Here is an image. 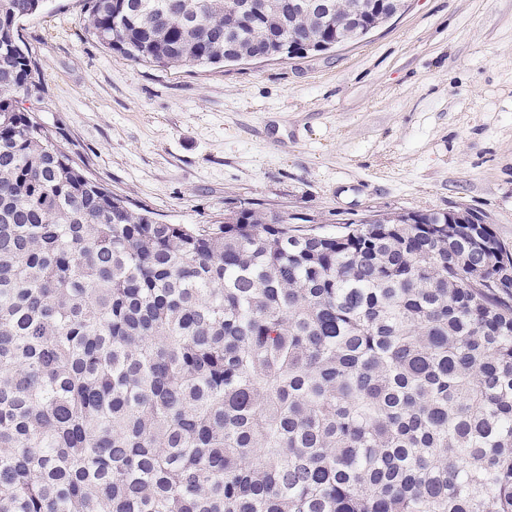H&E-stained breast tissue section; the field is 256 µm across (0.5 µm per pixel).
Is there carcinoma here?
<instances>
[{
    "instance_id": "obj_1",
    "label": "carcinoma",
    "mask_w": 512,
    "mask_h": 512,
    "mask_svg": "<svg viewBox=\"0 0 512 512\" xmlns=\"http://www.w3.org/2000/svg\"><path fill=\"white\" fill-rule=\"evenodd\" d=\"M0 0V512H512V251L468 209L305 237L250 203L159 224L20 99ZM85 0L164 67L282 59L385 24L373 0Z\"/></svg>"
}]
</instances>
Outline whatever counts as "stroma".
<instances>
[{"instance_id":"stroma-1","label":"stroma","mask_w":512,"mask_h":512,"mask_svg":"<svg viewBox=\"0 0 512 512\" xmlns=\"http://www.w3.org/2000/svg\"><path fill=\"white\" fill-rule=\"evenodd\" d=\"M83 5L23 21L39 86L22 106L159 223L252 201L336 235L372 211L461 208L512 249V0H407L355 45L206 70L108 51Z\"/></svg>"}]
</instances>
